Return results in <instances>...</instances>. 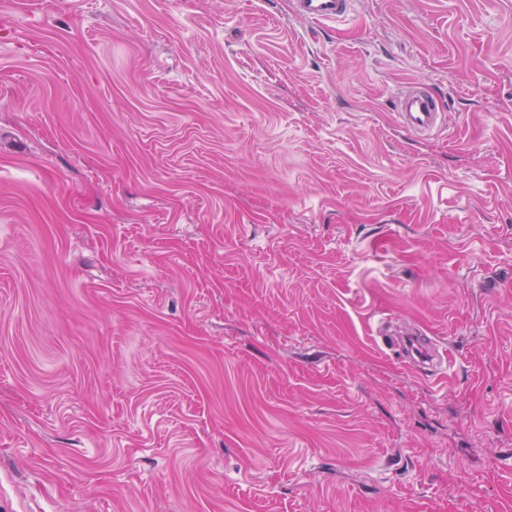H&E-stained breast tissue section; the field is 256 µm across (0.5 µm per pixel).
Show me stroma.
I'll return each instance as SVG.
<instances>
[{
  "label": "stroma",
  "instance_id": "stroma-1",
  "mask_svg": "<svg viewBox=\"0 0 512 512\" xmlns=\"http://www.w3.org/2000/svg\"><path fill=\"white\" fill-rule=\"evenodd\" d=\"M0 512H512V0H0ZM292 4L298 16L323 25L347 20L353 7L352 0H293ZM396 112L401 118V125L413 134L438 130L446 116V108L440 97L419 83L397 96ZM416 345V347L414 346ZM398 359L414 369L426 372L433 367L437 357V351L434 342L427 336H422L421 332L413 331L400 335L397 338ZM410 347H414V355Z\"/></svg>",
  "mask_w": 512,
  "mask_h": 512
}]
</instances>
